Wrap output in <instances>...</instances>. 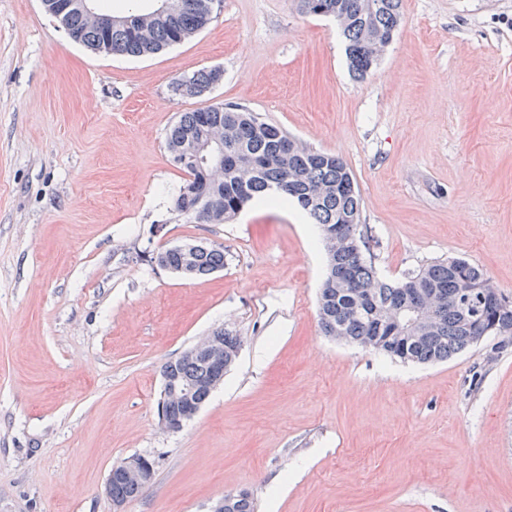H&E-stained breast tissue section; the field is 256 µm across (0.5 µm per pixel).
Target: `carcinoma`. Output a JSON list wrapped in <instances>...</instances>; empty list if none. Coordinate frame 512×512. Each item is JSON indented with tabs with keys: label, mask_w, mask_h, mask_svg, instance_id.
Masks as SVG:
<instances>
[{
	"label": "carcinoma",
	"mask_w": 512,
	"mask_h": 512,
	"mask_svg": "<svg viewBox=\"0 0 512 512\" xmlns=\"http://www.w3.org/2000/svg\"><path fill=\"white\" fill-rule=\"evenodd\" d=\"M321 15L343 16L341 34L346 41L349 69L362 78L377 64L366 52L371 38H390L402 18V0H316ZM53 15L68 16L74 40L98 51L128 57L154 54L179 44L207 27L212 19L210 0H157L148 12L132 11L116 17L104 29L90 21L81 0H43ZM223 76L219 69L201 71L179 79L173 91L179 96L200 97ZM210 137L224 141V168L218 177L204 180L202 172L176 164L186 179L176 196L175 211L190 222L224 224L233 220L250 202L275 197L292 201L322 230L340 229L356 244L337 257H327L319 298V321L327 336L381 352L403 363L427 364L459 354L485 336L491 326L505 331L498 348L512 345V306L495 298L496 288L479 267L461 258L432 262L403 280L380 279L361 249V197L354 177L343 159L315 151L288 136L259 114L232 104L212 105L183 112L166 136L171 160L189 154ZM357 223L349 224L347 219ZM168 268L184 265L183 254L174 249L157 253ZM224 268V247L216 245L199 253L190 277L208 275ZM480 287L471 304L463 308L451 301L460 278ZM443 292L434 312V326L417 339L408 338L383 319V312L397 299L416 292ZM184 382L198 384L194 400L204 403L211 391L206 380L211 365L203 359L181 356L165 363ZM143 488L112 479V498L129 501Z\"/></svg>",
	"instance_id": "1"
}]
</instances>
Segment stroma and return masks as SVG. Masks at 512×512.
Here are the masks:
<instances>
[{
    "label": "stroma",
    "mask_w": 512,
    "mask_h": 512,
    "mask_svg": "<svg viewBox=\"0 0 512 512\" xmlns=\"http://www.w3.org/2000/svg\"><path fill=\"white\" fill-rule=\"evenodd\" d=\"M362 79L329 17L223 0L190 39L132 58L89 50L41 0H0V512H113L135 454L154 478L123 512H512V346L484 338L405 364L324 335L326 254L295 205L190 223L166 149L181 113L258 112L341 157L384 280L453 257L512 296V0H403ZM200 97L172 85L203 69ZM224 248L181 278L156 252ZM242 350L182 430L162 367L217 329ZM223 76L219 69L198 72L192 77L179 79L173 84V91L179 96L200 97L207 93ZM112 476H118L137 486L128 484L119 478L112 479ZM152 477L151 459L143 455L131 456L115 464L110 470L105 484V492L108 495L112 482V498L126 502L138 497L145 489L144 486L150 483ZM241 491L236 493H227L222 499H220L212 508L211 512H254V504L251 496L247 493L241 498L237 499Z\"/></svg>",
    "instance_id": "obj_1"
}]
</instances>
